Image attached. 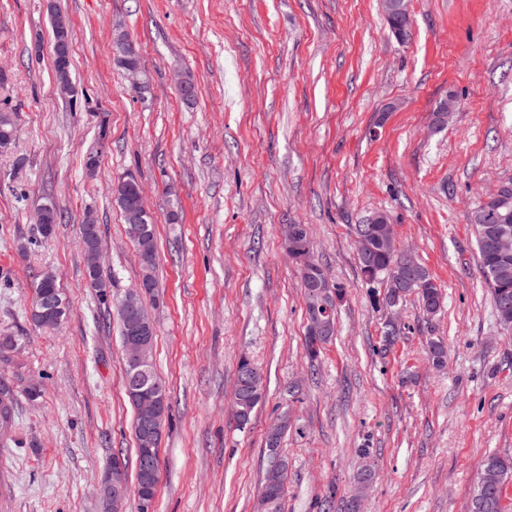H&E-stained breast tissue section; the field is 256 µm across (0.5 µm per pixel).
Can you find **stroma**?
Here are the masks:
<instances>
[{"label": "stroma", "instance_id": "obj_1", "mask_svg": "<svg viewBox=\"0 0 512 512\" xmlns=\"http://www.w3.org/2000/svg\"><path fill=\"white\" fill-rule=\"evenodd\" d=\"M408 4L401 45L380 0H0V109L19 130L0 153V330L23 336L41 390L19 397L0 450L12 486L0 512H101L113 456L135 461L117 318L88 286L79 238L94 211L118 303L141 276L112 199L129 173L157 232L159 288L144 302L169 391L154 512H253L266 430L285 410L282 512H345L356 495L361 512H469L485 457L512 458V328L490 303L468 221L512 180V0ZM56 9L75 31L72 103L55 89ZM122 31L142 53L140 95L113 58ZM448 99L455 110L435 128ZM48 201L62 220L44 238L35 217ZM381 210L441 284L440 315L413 295L392 312L376 304L385 286L364 282L353 227ZM294 223L347 290L315 361L282 244ZM44 272L65 297L56 329L30 320ZM243 356L266 391L241 429ZM366 464L376 478L361 490Z\"/></svg>", "mask_w": 512, "mask_h": 512}]
</instances>
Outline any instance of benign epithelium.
<instances>
[{"mask_svg":"<svg viewBox=\"0 0 512 512\" xmlns=\"http://www.w3.org/2000/svg\"><path fill=\"white\" fill-rule=\"evenodd\" d=\"M374 239L388 238L395 244V249L402 255L403 265L410 269L416 258L413 254L397 244L393 233V225L382 224L374 229ZM147 281L140 280L128 292L123 305L129 313V336L125 344V355L136 379L140 380L147 374L148 367L153 360V344L151 334L154 328L153 318L142 301V294L146 290ZM31 311L43 321L56 319L57 307L55 300L41 296L31 303ZM131 399L137 406V431L140 444L145 451H150L161 442L164 421L167 412L166 399L163 395V386L154 384L150 394L141 390L140 383L136 382L130 387ZM154 476V468H145V479L140 489L138 500L140 508L149 512L153 500L148 494L149 482ZM101 495L103 512H121L122 505L128 496V483L126 467L121 459L112 460V466L106 470L101 478Z\"/></svg>","mask_w":512,"mask_h":512,"instance_id":"7a95c632","label":"benign epithelium"}]
</instances>
